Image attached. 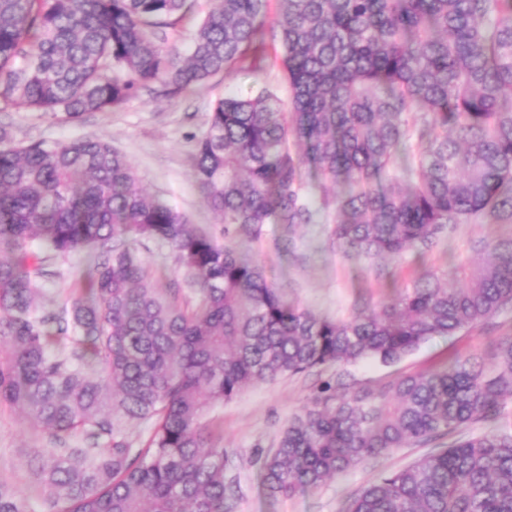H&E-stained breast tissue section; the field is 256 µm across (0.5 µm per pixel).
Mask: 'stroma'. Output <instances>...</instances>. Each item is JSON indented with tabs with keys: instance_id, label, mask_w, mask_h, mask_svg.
I'll use <instances>...</instances> for the list:
<instances>
[{
	"instance_id": "35a3bbf8",
	"label": "stroma",
	"mask_w": 512,
	"mask_h": 512,
	"mask_svg": "<svg viewBox=\"0 0 512 512\" xmlns=\"http://www.w3.org/2000/svg\"><path fill=\"white\" fill-rule=\"evenodd\" d=\"M267 54L268 64L261 73L238 71L228 78L219 76L180 97L164 95L156 84L141 90L117 110L87 113L74 121L12 108L0 112V127L6 128L16 144L108 139L126 156L150 194L166 199L188 223L222 244L232 240L233 234L206 205L192 175L191 156L208 128L216 99L248 97L264 87L287 96L288 84L277 46L268 44ZM335 220L334 210L319 209L314 223L292 227L266 224L257 240L242 245L247 258L259 264L267 281L288 299L317 317L331 320L350 318L357 310L410 287L427 271L456 284L461 267L479 262L480 242L512 238V224L472 222L458 225L425 254L410 252L399 259L380 261L350 257L337 249L331 237ZM141 252L155 270L161 291L174 286L180 303H198L199 294L191 278L167 247L150 242ZM89 256V251L82 250L49 259L54 275L43 287L46 307L55 308L79 296ZM509 335L512 314L454 336L432 338L390 366L364 360L338 369L286 376L271 384L250 387L224 404L211 407L203 422L220 438L226 452L225 475L235 490L233 512H342L345 501L374 482L381 472L401 469L424 455L421 447L401 448L330 480L320 489L290 497L268 496L261 484L262 459L320 381L339 374L354 387L374 389L393 378L442 366L455 354L486 352L496 339ZM53 446L40 426L0 404V480L33 493L35 478L26 460Z\"/></svg>"
}]
</instances>
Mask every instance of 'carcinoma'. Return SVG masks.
Returning <instances> with one entry per match:
<instances>
[{"mask_svg": "<svg viewBox=\"0 0 512 512\" xmlns=\"http://www.w3.org/2000/svg\"><path fill=\"white\" fill-rule=\"evenodd\" d=\"M189 54L156 31L194 0H0V112L74 120L121 108L161 83L176 97L235 70L264 69L277 41L288 106L271 91L224 97L191 157L196 183L241 240L265 224H311L305 166L333 244L353 257L418 254L459 224L512 223V0H216ZM344 192L330 198L327 183ZM166 245L193 278L188 309L143 261ZM94 252L84 295L47 309L50 255ZM454 287L434 272L391 301L327 320L288 301L229 243L145 195L104 139L16 146L0 128V404L55 440L31 470L50 512H230L224 447L206 410L245 389L323 366L395 364L435 336L512 312V239ZM102 368L91 377L87 368ZM512 336L484 357L397 377L374 390L323 382L262 463L271 497L316 490L399 448L448 447L385 473L344 512H512ZM123 420L154 422L145 448ZM80 436L82 446L69 447ZM0 512H33L0 482Z\"/></svg>", "mask_w": 512, "mask_h": 512, "instance_id": "carcinoma-1", "label": "carcinoma"}]
</instances>
